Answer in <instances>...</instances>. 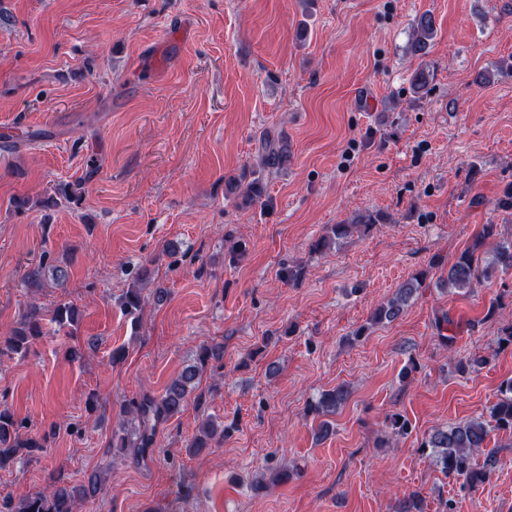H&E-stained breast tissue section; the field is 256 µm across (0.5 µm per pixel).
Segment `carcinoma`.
<instances>
[{"label": "carcinoma", "mask_w": 512, "mask_h": 512, "mask_svg": "<svg viewBox=\"0 0 512 512\" xmlns=\"http://www.w3.org/2000/svg\"><path fill=\"white\" fill-rule=\"evenodd\" d=\"M435 34V22L430 14L420 16L413 28L411 50L416 54L425 53ZM262 154L260 167L262 169H279L288 160V144L283 140H275L264 134L261 138ZM234 191L241 192L248 203L259 200L263 195V184L260 179H254L242 186L238 180H232ZM358 224H333L325 235L312 244V249L322 251L330 243L336 242L349 235ZM498 225L484 224L472 245L461 251L448 268L447 277L442 279L448 291H463L473 288L492 279L497 271L512 270V239H498ZM488 240L495 241V247L490 260L484 262L477 252ZM427 275L417 272L403 282L395 293L381 303L372 312L371 320L376 323L393 322L401 316L408 307L411 299L426 287ZM145 305L142 289H128L120 301L125 315L132 318V325H139V314ZM77 310L69 303H61L53 311V320L63 329L73 325ZM41 334V325L37 312L26 316L23 327L13 331L6 338V345L12 351L26 347L28 339ZM224 357L223 351L204 345L197 354V362L187 365L181 373L165 389L159 397L144 394L132 401L125 414L138 421L136 440L129 443L121 441L123 448H135L144 452L154 444L157 424L180 414L189 396L198 388L203 370L209 361L219 363ZM348 390L338 385L332 390L325 391L308 406V414L319 420L318 436L324 438L330 432V422L327 417L346 402ZM20 424L14 414L7 409L0 410V469L23 447L28 454L33 455L42 450L43 445L30 440L22 443L18 439ZM236 429V421L228 424L215 425L212 420L206 421L201 431L196 435L190 447L206 448L209 441L229 435ZM512 432V379L506 380L499 386L497 401L489 407V419L470 420L440 427L433 430L429 437L420 443V447L431 449L430 455L436 464L448 475L462 479L461 490H473L490 479L497 467L498 460L494 451H484L488 437L493 430ZM485 452L483 463H477L476 456ZM95 493V489H87L83 485L66 486L54 485L53 488L28 497L19 506H13L9 500L0 504L3 512H76L78 502L87 499Z\"/></svg>", "instance_id": "cac0c4a2"}]
</instances>
